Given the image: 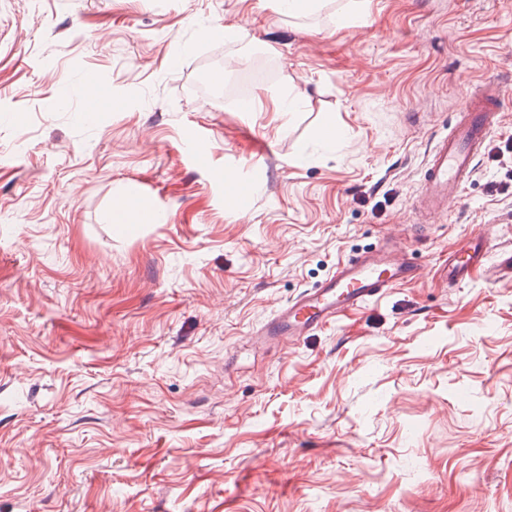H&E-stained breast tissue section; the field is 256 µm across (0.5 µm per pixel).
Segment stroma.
Returning a JSON list of instances; mask_svg holds the SVG:
<instances>
[{"mask_svg": "<svg viewBox=\"0 0 512 512\" xmlns=\"http://www.w3.org/2000/svg\"><path fill=\"white\" fill-rule=\"evenodd\" d=\"M335 9L0 0V512H512V278L440 271L484 230L512 253V101L415 210L467 94L512 83V0ZM213 68L254 111L200 105ZM386 239L420 278L257 337ZM371 0H336V22L339 26L348 25L361 18L368 11Z\"/></svg>", "mask_w": 512, "mask_h": 512, "instance_id": "35a3bbf8", "label": "stroma"}]
</instances>
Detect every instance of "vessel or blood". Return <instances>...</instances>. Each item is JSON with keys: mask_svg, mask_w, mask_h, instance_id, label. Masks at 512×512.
Instances as JSON below:
<instances>
[{"mask_svg": "<svg viewBox=\"0 0 512 512\" xmlns=\"http://www.w3.org/2000/svg\"><path fill=\"white\" fill-rule=\"evenodd\" d=\"M506 84H480L475 97L466 99L456 114L454 130L432 148L423 174L424 191L419 200L429 216H438L444 201L459 195L471 180L475 160L486 140L498 127L508 92ZM488 235H474L467 249L449 257L444 276L461 283L484 268ZM421 273L418 265L391 263L384 252L361 254L339 264L336 271L316 287L307 288L279 308L258 329L262 338L301 336L333 323L343 313L375 301L387 289L413 280Z\"/></svg>", "mask_w": 512, "mask_h": 512, "instance_id": "vessel-or-blood-1", "label": "vessel or blood"}]
</instances>
